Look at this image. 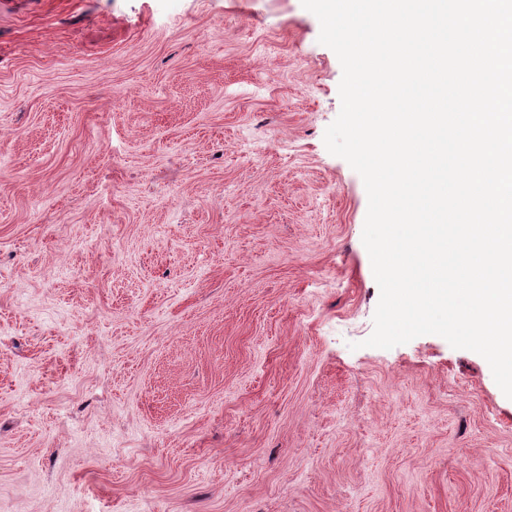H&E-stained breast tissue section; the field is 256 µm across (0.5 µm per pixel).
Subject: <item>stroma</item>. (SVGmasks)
<instances>
[{"mask_svg":"<svg viewBox=\"0 0 512 512\" xmlns=\"http://www.w3.org/2000/svg\"><path fill=\"white\" fill-rule=\"evenodd\" d=\"M301 0L0 9V512H512L478 353L364 346Z\"/></svg>","mask_w":512,"mask_h":512,"instance_id":"1","label":"stroma"}]
</instances>
